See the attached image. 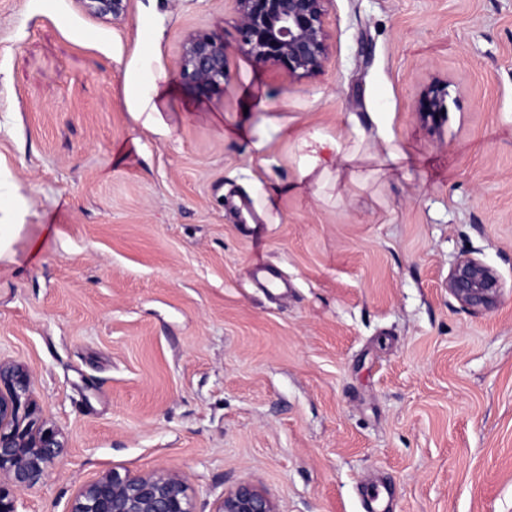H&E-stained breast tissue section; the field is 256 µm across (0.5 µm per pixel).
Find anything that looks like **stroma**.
Here are the masks:
<instances>
[{"label":"stroma","instance_id":"35a3bbf8","mask_svg":"<svg viewBox=\"0 0 512 512\" xmlns=\"http://www.w3.org/2000/svg\"><path fill=\"white\" fill-rule=\"evenodd\" d=\"M326 25L301 77L237 50L231 0L114 24L0 0V361L66 444L17 512H69L115 468L179 473L192 512L243 482L278 512H365L376 488V512H512V0H330ZM200 32L228 47L206 97L179 79ZM270 116L292 132L263 154L224 135ZM314 133L359 148L323 150L318 194ZM261 190L280 223L247 212ZM465 253L500 274L496 309L449 294ZM448 84L433 80L420 92L416 104V112L424 119H434L436 116L447 114ZM302 149H307L305 154V164L301 168L302 178L311 177L313 184H320L329 175L328 167L323 165V159L320 151L326 148L327 142L317 134L310 135L309 138L302 137L299 139Z\"/></svg>","mask_w":512,"mask_h":512}]
</instances>
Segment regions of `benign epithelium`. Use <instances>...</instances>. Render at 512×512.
Listing matches in <instances>:
<instances>
[{"mask_svg":"<svg viewBox=\"0 0 512 512\" xmlns=\"http://www.w3.org/2000/svg\"><path fill=\"white\" fill-rule=\"evenodd\" d=\"M91 16L112 22L127 14L130 0H79ZM237 18L238 50L257 64L279 65L293 75H313L330 57L325 25L330 0H231ZM180 79L208 95L224 88L227 54L216 33L190 35L183 46ZM448 83L437 79L420 92L416 112L433 119L448 112ZM498 272L464 255L448 272V293L466 310L490 311L502 297ZM30 377L21 367L0 362V476L18 491L42 482L47 467L63 455L58 434L28 420ZM70 512H191L187 485L175 472L132 474L114 469L75 497ZM218 512H277L273 500L250 483L224 495Z\"/></svg>","mask_w":512,"mask_h":512,"instance_id":"benign-epithelium-1","label":"benign epithelium"}]
</instances>
